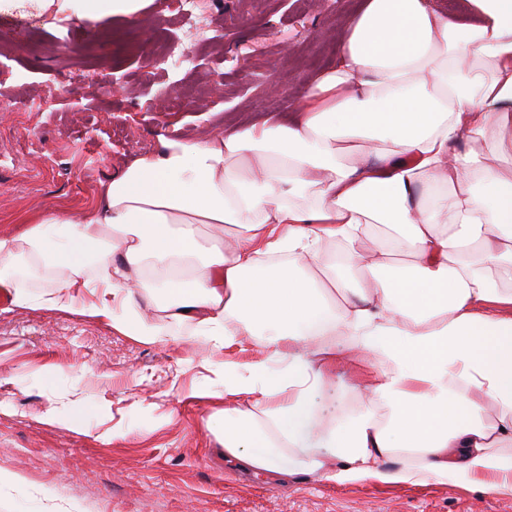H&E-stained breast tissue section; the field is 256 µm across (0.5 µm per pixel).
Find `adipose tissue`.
<instances>
[{
  "label": "adipose tissue",
  "instance_id": "1",
  "mask_svg": "<svg viewBox=\"0 0 512 512\" xmlns=\"http://www.w3.org/2000/svg\"><path fill=\"white\" fill-rule=\"evenodd\" d=\"M80 2L94 26L155 0ZM467 2L462 22L362 0L293 112L158 135L89 210L0 236V286L28 306L29 277H55L47 308L140 342L253 340L204 422L240 469L512 495V0ZM341 360L370 367L364 403L320 432L313 396Z\"/></svg>",
  "mask_w": 512,
  "mask_h": 512
}]
</instances>
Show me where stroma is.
I'll return each mask as SVG.
<instances>
[{
  "label": "stroma",
  "instance_id": "1",
  "mask_svg": "<svg viewBox=\"0 0 512 512\" xmlns=\"http://www.w3.org/2000/svg\"><path fill=\"white\" fill-rule=\"evenodd\" d=\"M356 0H155L119 54L77 16L0 12V235L34 216L94 206L103 183L158 134L193 139L293 111L332 65ZM212 42L174 67L168 39L200 22ZM104 26V27H105ZM276 83L271 94L266 84ZM0 305V512H512V496L429 482L352 483L306 474L275 482L224 464L203 427L224 360L204 337L144 343L94 318ZM336 367L314 400L325 425L357 410Z\"/></svg>",
  "mask_w": 512,
  "mask_h": 512
}]
</instances>
